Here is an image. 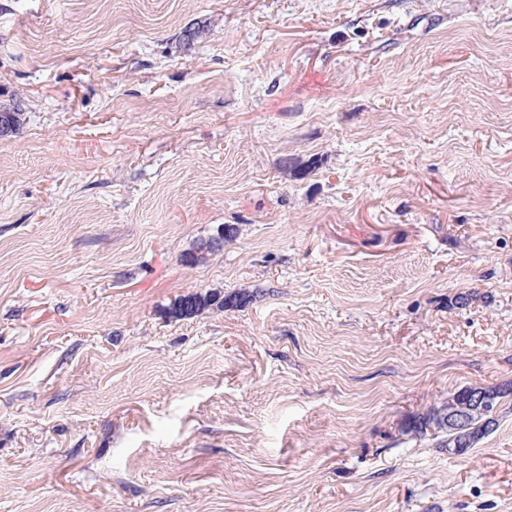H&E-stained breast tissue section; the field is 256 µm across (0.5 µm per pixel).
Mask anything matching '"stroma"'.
<instances>
[{
    "mask_svg": "<svg viewBox=\"0 0 512 512\" xmlns=\"http://www.w3.org/2000/svg\"><path fill=\"white\" fill-rule=\"evenodd\" d=\"M16 100L0 512H512V394L411 429L512 384V0H0ZM224 309V297L217 295L188 293L180 296L170 308V316L176 320L192 318L210 306ZM474 390L475 392H472L469 396L471 400L470 403L468 402V395L472 390L471 388L463 387L449 396L448 400L442 402L441 406L428 410L417 419L416 426L414 427L415 433L423 436L428 433V430H431L434 431L432 434L435 438L439 437V434L442 433L444 436L439 442V447L454 448V451L448 454L461 456V453L457 454L460 448H455L456 439H458L461 445L469 446L472 440V430L468 428L466 411L459 412L450 410L464 409L468 404L479 407L488 406L492 402L493 397L492 394L485 392V390H498L497 402L499 404L500 398L504 393V390L500 387H488L485 390L476 388ZM446 413L448 428L442 420L443 415ZM453 432L455 433L456 439Z\"/></svg>",
    "mask_w": 512,
    "mask_h": 512,
    "instance_id": "obj_1",
    "label": "stroma"
}]
</instances>
